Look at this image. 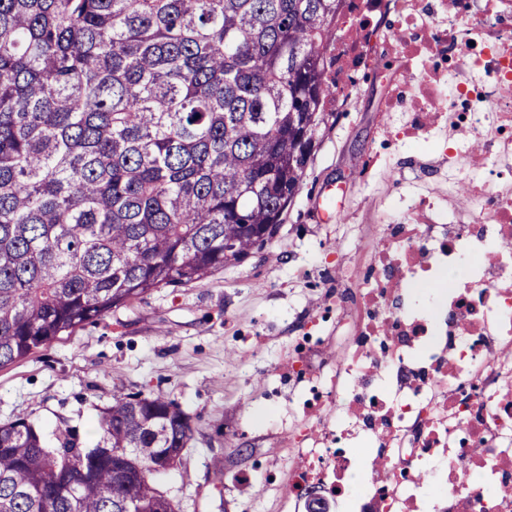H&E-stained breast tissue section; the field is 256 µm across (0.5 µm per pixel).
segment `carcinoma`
Returning a JSON list of instances; mask_svg holds the SVG:
<instances>
[{"mask_svg": "<svg viewBox=\"0 0 512 512\" xmlns=\"http://www.w3.org/2000/svg\"><path fill=\"white\" fill-rule=\"evenodd\" d=\"M347 0H0V368L271 241L333 113ZM100 438L0 425V512H180L195 428L112 396Z\"/></svg>", "mask_w": 512, "mask_h": 512, "instance_id": "cac0c4a2", "label": "carcinoma"}]
</instances>
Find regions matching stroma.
<instances>
[{
    "mask_svg": "<svg viewBox=\"0 0 512 512\" xmlns=\"http://www.w3.org/2000/svg\"><path fill=\"white\" fill-rule=\"evenodd\" d=\"M386 93L373 71L357 74L282 227L248 261L155 290L0 368V423L23 416L49 434L64 421L93 444L114 393H160L196 428L186 470L160 479L181 512H292L297 339L319 337L317 354L335 359L336 293L353 289L376 225L400 219L412 192L448 191L455 132L401 137L409 115L383 111Z\"/></svg>",
    "mask_w": 512,
    "mask_h": 512,
    "instance_id": "1",
    "label": "stroma"
}]
</instances>
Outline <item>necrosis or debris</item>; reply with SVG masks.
<instances>
[{
  "instance_id": "obj_1",
  "label": "necrosis or debris",
  "mask_w": 512,
  "mask_h": 512,
  "mask_svg": "<svg viewBox=\"0 0 512 512\" xmlns=\"http://www.w3.org/2000/svg\"><path fill=\"white\" fill-rule=\"evenodd\" d=\"M384 0H350L336 79L369 68ZM381 72L403 136L465 134L356 278L347 350L308 370L286 492L303 512H512V0H395Z\"/></svg>"
}]
</instances>
